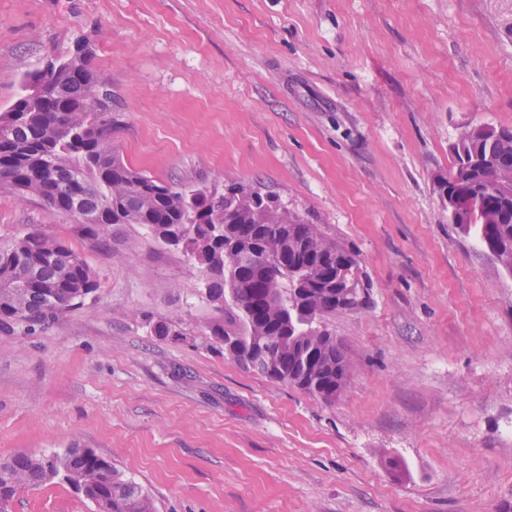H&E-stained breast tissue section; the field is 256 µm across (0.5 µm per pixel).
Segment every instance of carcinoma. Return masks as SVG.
Here are the masks:
<instances>
[{
    "mask_svg": "<svg viewBox=\"0 0 512 512\" xmlns=\"http://www.w3.org/2000/svg\"><path fill=\"white\" fill-rule=\"evenodd\" d=\"M91 50L79 42L28 75L47 81L49 96L33 103L21 96L0 113V189L38 197L52 214L88 218L93 236L115 224H140L163 245L182 249L207 276L206 297L219 316L203 323L224 357L270 379L284 381L326 403L336 401L351 364L325 325L339 311L370 302V288L350 251L318 225L288 210L277 198L240 182L223 191L170 184L128 165L112 147V88L93 70ZM491 155L512 175V147L477 129L460 142L463 157ZM448 195L472 193L477 207L452 217L512 274V198L498 189V175L478 169L446 180ZM88 264L61 240L28 233L0 242V333L15 326L46 325L95 292ZM262 336L277 344L273 368L250 358ZM62 481L96 512H154L136 482L123 478L91 448L62 453L20 452L0 458V512L16 493Z\"/></svg>",
    "mask_w": 512,
    "mask_h": 512,
    "instance_id": "obj_1",
    "label": "carcinoma"
}]
</instances>
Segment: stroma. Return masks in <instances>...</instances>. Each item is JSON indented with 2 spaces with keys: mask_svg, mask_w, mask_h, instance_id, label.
Instances as JSON below:
<instances>
[{
  "mask_svg": "<svg viewBox=\"0 0 512 512\" xmlns=\"http://www.w3.org/2000/svg\"><path fill=\"white\" fill-rule=\"evenodd\" d=\"M79 39L126 163L273 192L371 302L328 320L352 365L328 404L211 345L181 250L0 189V241L59 238L100 283L0 335V457L93 449L155 512H512V274L436 191L466 126H512V0H0V113ZM8 512L95 508L51 483Z\"/></svg>",
  "mask_w": 512,
  "mask_h": 512,
  "instance_id": "obj_1",
  "label": "stroma"
}]
</instances>
